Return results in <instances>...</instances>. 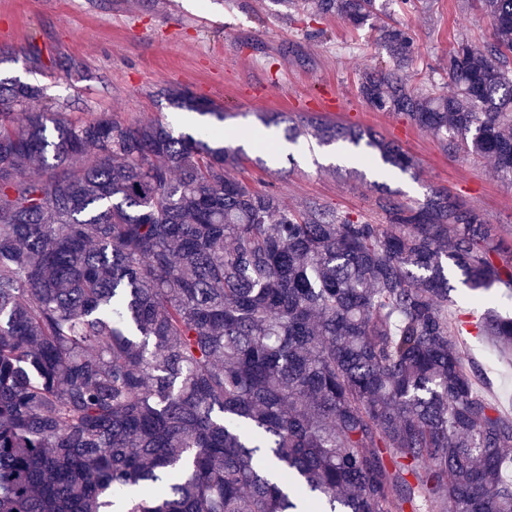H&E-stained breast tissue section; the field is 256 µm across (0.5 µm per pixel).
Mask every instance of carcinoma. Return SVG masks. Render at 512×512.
<instances>
[{
    "mask_svg": "<svg viewBox=\"0 0 512 512\" xmlns=\"http://www.w3.org/2000/svg\"><path fill=\"white\" fill-rule=\"evenodd\" d=\"M355 29L377 0H272ZM439 94L404 74L407 29L359 94L512 183V0H478ZM32 49L0 48V66ZM167 100L218 122L188 88ZM22 113V122L16 114ZM414 159L353 125L288 128ZM205 128L71 117L0 75V512H512V417L478 389L448 316L512 295L499 227L441 188L353 218L230 174ZM503 349L512 320L475 324ZM458 278L456 275L451 278V284L455 286V291L451 292V299L455 305L448 302V313H456L458 309H461L470 313L472 319H479L485 314L487 307L468 303L466 300L467 289L461 285Z\"/></svg>",
    "mask_w": 512,
    "mask_h": 512,
    "instance_id": "cac0c4a2",
    "label": "carcinoma"
}]
</instances>
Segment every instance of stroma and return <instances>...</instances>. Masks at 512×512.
<instances>
[{
    "label": "stroma",
    "instance_id": "stroma-1",
    "mask_svg": "<svg viewBox=\"0 0 512 512\" xmlns=\"http://www.w3.org/2000/svg\"><path fill=\"white\" fill-rule=\"evenodd\" d=\"M431 2L425 13L390 0L388 21L415 40L412 83L444 93L449 50L460 39L484 45L491 25L477 0ZM377 42V30H356L334 16L308 24L300 14L277 13L268 0H0V48L34 47L42 61L36 69L18 61L9 75L42 87L45 101L70 116L159 119L175 133L193 134L211 120L181 121L163 95L179 84L223 107L224 130L242 151L235 176L274 189L288 205L315 200L371 218L379 193L417 202L436 187L499 225L512 242V183L497 177L490 160L447 152L407 116L376 111L360 97L362 75L382 62ZM70 58L81 61L80 70H66ZM266 112L285 117L270 152L251 140ZM308 117L371 130L413 155L418 167L366 165L343 142L323 155L286 150L287 126ZM461 343L481 371V391L512 415V351L487 338Z\"/></svg>",
    "mask_w": 512,
    "mask_h": 512
}]
</instances>
